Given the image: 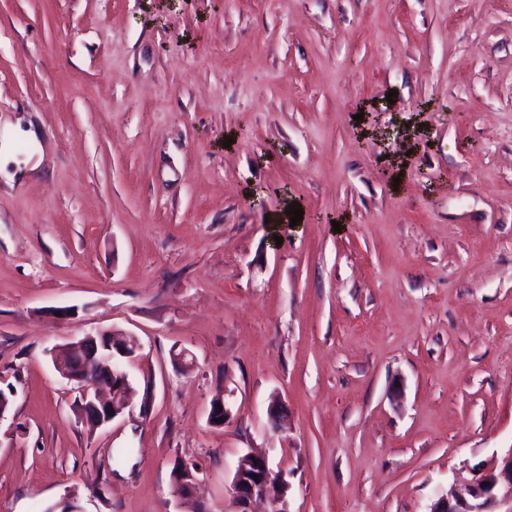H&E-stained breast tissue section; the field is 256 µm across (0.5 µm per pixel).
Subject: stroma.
<instances>
[{
  "mask_svg": "<svg viewBox=\"0 0 512 512\" xmlns=\"http://www.w3.org/2000/svg\"><path fill=\"white\" fill-rule=\"evenodd\" d=\"M16 124L0 512H231L250 451L254 512H429L512 449V0H0ZM112 329L135 391L93 429L48 351ZM251 474L258 475V480ZM273 479L264 456L250 452L241 457L230 486L236 507L234 512H252V502L267 496ZM186 472L191 477H184L183 473ZM198 474L199 470L196 472H191L186 469H181L177 467L172 473V482L174 487V492L176 496L179 498H188L191 497L196 489V485L198 483Z\"/></svg>",
  "mask_w": 512,
  "mask_h": 512,
  "instance_id": "35a3bbf8",
  "label": "stroma"
}]
</instances>
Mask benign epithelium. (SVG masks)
Here are the masks:
<instances>
[{
    "instance_id": "1",
    "label": "benign epithelium",
    "mask_w": 512,
    "mask_h": 512,
    "mask_svg": "<svg viewBox=\"0 0 512 512\" xmlns=\"http://www.w3.org/2000/svg\"><path fill=\"white\" fill-rule=\"evenodd\" d=\"M139 348L131 336L115 332L84 333L69 342L67 357L54 362L59 375L77 392L78 411L85 421L95 419V426L108 425L124 415L128 408L131 383L126 371L119 368L123 359L135 357ZM177 468L172 473L174 492L179 498L193 495L198 473ZM273 481L267 459L255 453L241 457L230 490L235 512H251L253 501L267 496ZM512 488V450L501 464L481 474L463 493L438 498L430 512H512V496L501 499L500 485ZM48 512H85L78 499L65 495Z\"/></svg>"
}]
</instances>
